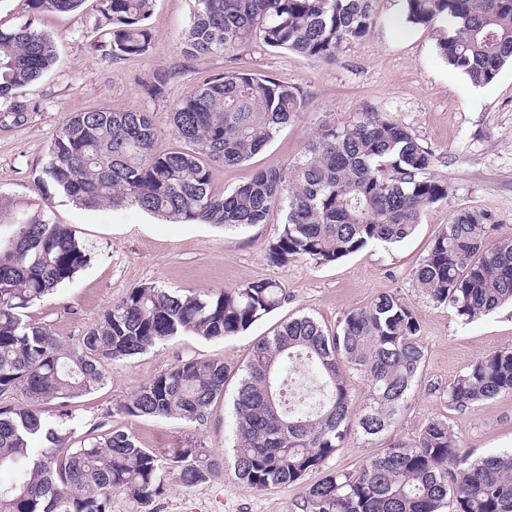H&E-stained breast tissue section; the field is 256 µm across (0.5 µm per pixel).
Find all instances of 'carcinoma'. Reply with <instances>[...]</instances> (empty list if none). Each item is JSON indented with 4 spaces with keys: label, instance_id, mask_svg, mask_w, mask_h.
<instances>
[{
    "label": "carcinoma",
    "instance_id": "cac0c4a2",
    "mask_svg": "<svg viewBox=\"0 0 512 512\" xmlns=\"http://www.w3.org/2000/svg\"><path fill=\"white\" fill-rule=\"evenodd\" d=\"M84 0H29L33 13L69 12ZM93 30L107 28L117 58L147 53L155 0H100ZM375 0H194L182 39L189 56L240 51L255 42L329 62L366 37ZM405 22H446L438 50L476 86L512 60V0H404ZM55 42L29 20L0 29V99L40 79ZM295 87L244 67L216 73L172 105L186 148L157 152L151 113L99 108L66 118L37 178L41 199L62 194L95 209L137 207L175 224L226 229L285 212L268 261L335 263L368 245L409 238L428 207L448 200L432 173L434 151L381 112L328 126L285 170L255 173L227 195L212 191V165L234 166L270 144L302 112ZM0 195V512H112L119 489L136 512L164 493L163 464L194 486L224 475V458L195 441L166 455L121 428L76 438V400L105 384L108 368L157 343L193 335L223 340L247 331L288 295L272 279L182 294L156 283L131 288L78 336L61 339L25 310L71 282L91 260L66 224L29 200ZM483 211L444 225L412 273L437 305L471 321L512 304V235ZM416 312L391 293L351 310L329 332L303 315L253 346L233 400V474L255 492L292 484L341 447L352 419L366 436L386 432L407 405L424 352ZM367 377L368 402L353 416L347 372ZM231 370L217 359L180 360L141 386L118 413L207 421ZM512 392V348L477 359L442 391L464 410ZM51 409L52 420L43 417ZM305 512H512V452L472 457L448 422L431 420L409 445L395 444L357 470L328 474L305 492Z\"/></svg>",
    "mask_w": 512,
    "mask_h": 512
}]
</instances>
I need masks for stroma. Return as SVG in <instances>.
<instances>
[{
  "label": "stroma",
  "instance_id": "obj_1",
  "mask_svg": "<svg viewBox=\"0 0 512 512\" xmlns=\"http://www.w3.org/2000/svg\"><path fill=\"white\" fill-rule=\"evenodd\" d=\"M192 8L193 0H155L147 21L153 35L149 52L119 59L91 44L89 32L99 16L100 0H84L78 10L36 18L30 15L28 0H0V27L34 21L57 47L52 69L19 90L20 120L10 118V103L0 102V194L38 199L35 177L59 126L70 115L91 108L150 112L157 127L156 150L175 147L173 102L192 95L210 75L241 65L298 88L306 108L249 161L214 166L215 193H229L256 171L288 167L322 126L375 111L388 113L432 148L434 172L447 181L448 199L427 208L415 233L399 244L371 245L329 265L299 259L285 267L267 259L268 246L281 229L278 213L264 224L226 230L210 224H174L136 208L90 210L60 196L50 199L46 208L53 220L73 227L92 253L73 282L27 311L30 322L55 335H78L128 289L142 284L200 293L271 278L288 291L279 309L241 335L222 341L178 336L132 360L114 363L106 384L79 399L78 435L121 427L142 447L158 452L197 440L232 459L236 382L228 383L200 427L174 419L127 417L117 408L179 360L221 359L237 370L254 342L272 335L284 321L308 315L332 330L346 312L368 306L379 294L394 293L419 317L425 362L407 407L387 433L367 438L350 431L317 470L262 494L230 474L188 487L178 471L162 472L165 492L154 503L156 512H303L307 486L327 474L355 470L383 448L413 442L436 418L446 419L463 446L475 454L512 451V393L463 411L449 409L438 396L481 356L512 348V307L467 323L447 306L430 301L412 278L413 269L458 211L487 212L504 232H512V63L505 64L492 83L472 85L440 56L439 29L405 23L403 0H376L377 22L370 34L344 48L332 64L260 43L237 55L191 58L184 52L182 35ZM159 71L172 78L164 95L152 97L146 84Z\"/></svg>",
  "mask_w": 512,
  "mask_h": 512
}]
</instances>
